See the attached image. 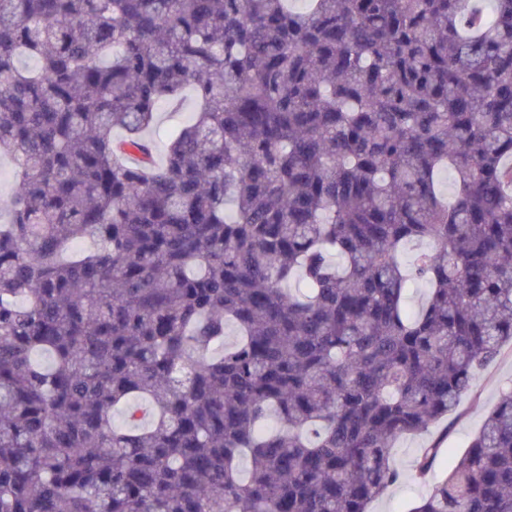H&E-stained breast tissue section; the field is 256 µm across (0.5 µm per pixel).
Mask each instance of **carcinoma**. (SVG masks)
Listing matches in <instances>:
<instances>
[{"mask_svg": "<svg viewBox=\"0 0 512 512\" xmlns=\"http://www.w3.org/2000/svg\"><path fill=\"white\" fill-rule=\"evenodd\" d=\"M295 2L0 0V512H368L512 343V0ZM411 512H512V389ZM195 103L196 100L192 91L186 90L183 94L182 105L179 108H172L168 105L160 107L158 111L157 128L150 135L157 144L159 160L163 158V131L173 125L186 121L191 115V112H193ZM16 168L7 158L0 160V209L2 212V220L7 221L9 218L7 208L10 205L12 193L16 185Z\"/></svg>", "mask_w": 512, "mask_h": 512, "instance_id": "carcinoma-1", "label": "carcinoma"}]
</instances>
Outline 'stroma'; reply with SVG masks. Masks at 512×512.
<instances>
[{
    "mask_svg": "<svg viewBox=\"0 0 512 512\" xmlns=\"http://www.w3.org/2000/svg\"><path fill=\"white\" fill-rule=\"evenodd\" d=\"M512 386V344L505 345L493 362L478 370L473 387L456 411L427 431L398 439L393 457L403 478L386 495L372 502L369 512H410L429 487L413 480L415 462L422 449L440 444L434 466L435 479L445 477L479 432L486 412L496 403L502 390Z\"/></svg>",
    "mask_w": 512,
    "mask_h": 512,
    "instance_id": "stroma-1",
    "label": "stroma"
}]
</instances>
